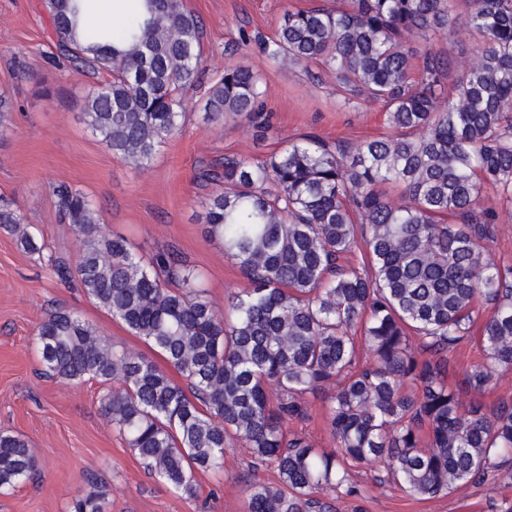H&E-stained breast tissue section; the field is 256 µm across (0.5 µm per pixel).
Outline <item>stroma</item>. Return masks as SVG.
<instances>
[{"mask_svg": "<svg viewBox=\"0 0 512 512\" xmlns=\"http://www.w3.org/2000/svg\"><path fill=\"white\" fill-rule=\"evenodd\" d=\"M183 3L204 24L206 77L221 73L232 60L262 73L272 124L267 135L259 136L246 120L204 122L203 91L194 88L186 94L179 134L161 148L149 170L135 173L83 123V102L93 81L53 63L56 47L41 0H0V93L16 103L9 130L0 134V195L37 228L46 252L72 263L75 236L70 225L60 223L50 191L52 183L68 182L93 200L107 235L126 238L142 258L161 249L177 251L221 308L248 281L225 257L222 244L206 239L196 219L207 195L198 183L200 170L227 154L266 156L307 135L352 144L384 133L385 116L380 105L362 100L337 109L336 84L321 67L269 63L254 42L226 55L240 30L272 37L286 12L320 0ZM430 44L457 69L472 62L480 39L461 23ZM482 199L499 214L486 252L494 261L510 262L512 205L491 186ZM57 310L78 314L110 342L137 353L146 350L121 322L80 289L61 284L13 235L0 232V431L25 438L40 460L37 478L0 490V512H69L73 495L98 490L106 495V512H244L245 483L256 475L274 480L269 468L252 473L249 450L238 444L227 448L223 471L198 473V498L180 497L150 475L107 423L99 383L46 375L34 334ZM349 472L365 494L357 503L337 501V512H493L502 499H512V483L502 481L417 500L388 482L382 463L354 465Z\"/></svg>", "mask_w": 512, "mask_h": 512, "instance_id": "1", "label": "stroma"}]
</instances>
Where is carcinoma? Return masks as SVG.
<instances>
[{"label": "carcinoma", "instance_id": "carcinoma-1", "mask_svg": "<svg viewBox=\"0 0 512 512\" xmlns=\"http://www.w3.org/2000/svg\"><path fill=\"white\" fill-rule=\"evenodd\" d=\"M142 2L122 50L112 31L84 24L85 0H42L59 54L103 77L82 121L138 172L178 133L203 52V21L182 0ZM456 24L454 0H346L284 15L266 57L320 62L336 79V108L376 103L389 131L353 145L310 136L199 173L204 233L249 281L226 314L176 251L138 258L70 184L51 192L76 235L74 269L43 256L26 217L0 197V229L163 360L116 346L70 311L37 328L48 371L103 385L107 423L177 495L198 498L196 473L223 470L234 443L250 449L253 471L276 472L245 484L247 512H334L331 497L361 499L348 461L384 463L411 498L512 480V404L467 406L448 383L456 350L472 340L483 361L466 373L469 389L489 391L512 370V263L485 256L498 212L481 203L486 184L512 202V0H470L466 25L483 41L461 72L430 46ZM263 95L259 73L230 64L206 90L203 119L255 121ZM361 344L373 363L359 368ZM328 390L335 448L325 452L289 425ZM37 471L28 441L0 432V489ZM71 512H105L104 494H76Z\"/></svg>", "mask_w": 512, "mask_h": 512}]
</instances>
